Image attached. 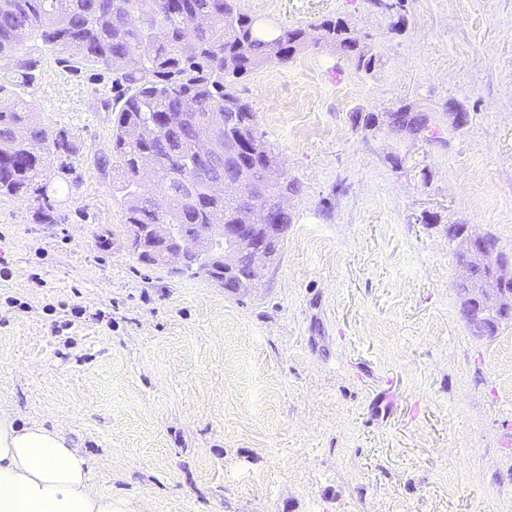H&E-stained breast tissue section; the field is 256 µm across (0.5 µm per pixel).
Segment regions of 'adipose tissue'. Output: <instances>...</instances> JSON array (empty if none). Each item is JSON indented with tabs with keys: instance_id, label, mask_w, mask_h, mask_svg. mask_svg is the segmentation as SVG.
<instances>
[{
	"instance_id": "obj_1",
	"label": "adipose tissue",
	"mask_w": 512,
	"mask_h": 512,
	"mask_svg": "<svg viewBox=\"0 0 512 512\" xmlns=\"http://www.w3.org/2000/svg\"><path fill=\"white\" fill-rule=\"evenodd\" d=\"M0 512H124L96 491L88 459L65 434L17 427L0 412Z\"/></svg>"
}]
</instances>
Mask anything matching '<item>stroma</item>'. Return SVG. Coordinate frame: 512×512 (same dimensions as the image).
<instances>
[{
  "instance_id": "1",
  "label": "stroma",
  "mask_w": 512,
  "mask_h": 512,
  "mask_svg": "<svg viewBox=\"0 0 512 512\" xmlns=\"http://www.w3.org/2000/svg\"><path fill=\"white\" fill-rule=\"evenodd\" d=\"M237 5L270 32L343 20L376 56L312 45L237 85L300 186L279 261L238 296L142 262L96 165L113 76L43 52L21 95L71 152L61 223L0 197V410L64 432L125 512H512V324L471 335L448 238L512 256V0ZM403 105L433 140L351 120Z\"/></svg>"
}]
</instances>
